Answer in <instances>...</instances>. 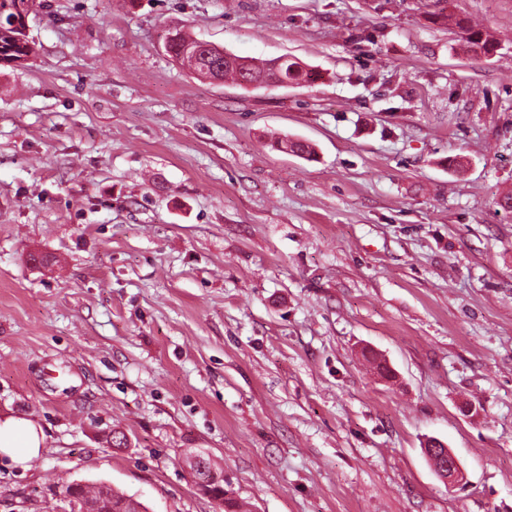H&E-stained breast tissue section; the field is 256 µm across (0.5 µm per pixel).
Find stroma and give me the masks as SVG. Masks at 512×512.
<instances>
[{
  "instance_id": "obj_1",
  "label": "stroma",
  "mask_w": 512,
  "mask_h": 512,
  "mask_svg": "<svg viewBox=\"0 0 512 512\" xmlns=\"http://www.w3.org/2000/svg\"><path fill=\"white\" fill-rule=\"evenodd\" d=\"M40 2L0 65V416L45 446L0 512H221L199 454L254 512H512V0L445 6L491 58L439 0ZM175 29L312 78L198 80ZM456 24L463 33V48L474 56H490L497 52L499 42L484 28L473 24L466 18H460ZM441 448L444 449V457L446 459V462L442 455V452H435L440 451ZM424 452H428L431 454L435 452L434 454L431 455L429 459L430 461L432 459H436L439 461L436 468H440L443 466L442 468L437 469L436 474L442 480L448 482L449 485H458L465 480V471L460 460L440 440L435 438L429 439L424 445ZM101 483V482H99ZM99 483L91 484V485H84L82 482H75L71 485L74 487L77 486H83L80 490V494L85 499L82 503H78L75 506V510L77 511L78 508H81V512H104L106 511L105 508H103L106 504V502L111 498V492L109 491V488H112L111 484L103 483V494L101 495L100 499L97 500H88L90 498H96L101 494V487L99 486ZM133 496L127 495L125 492L117 489L112 488V512H132L131 510L133 507H130V505L126 508L120 507V505L127 499L132 498ZM88 500V501H86ZM130 508V509H129ZM124 510V511H123ZM130 510V511H129Z\"/></svg>"
}]
</instances>
